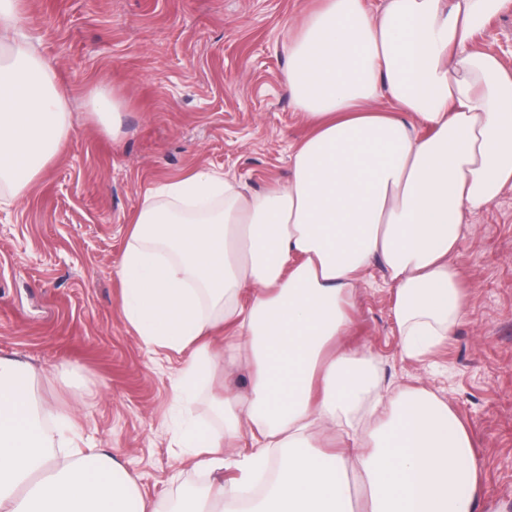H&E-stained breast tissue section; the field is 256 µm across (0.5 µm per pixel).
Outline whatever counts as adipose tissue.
Returning a JSON list of instances; mask_svg holds the SVG:
<instances>
[{"mask_svg":"<svg viewBox=\"0 0 512 512\" xmlns=\"http://www.w3.org/2000/svg\"><path fill=\"white\" fill-rule=\"evenodd\" d=\"M512 0H324L289 35L287 87L310 134L286 184L244 193L197 171L148 191L118 267L122 311L146 346L190 357L189 408L232 328L224 369L250 388L215 405L223 431L186 419L176 466L210 483L183 512H476L481 466L467 427L424 388L382 386L370 354L341 346L373 262L393 288L403 356L422 361L464 317L455 257L466 214L512 189V71L474 34ZM0 0V200L21 198L60 151L71 101L54 65L13 39ZM34 375L0 357V512H155L123 464L39 419ZM249 438L250 449L236 443Z\"/></svg>","mask_w":512,"mask_h":512,"instance_id":"1","label":"adipose tissue"}]
</instances>
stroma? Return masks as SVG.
<instances>
[{
  "mask_svg": "<svg viewBox=\"0 0 512 512\" xmlns=\"http://www.w3.org/2000/svg\"><path fill=\"white\" fill-rule=\"evenodd\" d=\"M322 3L21 0L73 112L64 148L23 198L0 205V356L31 368L41 407L69 408L83 445L121 459L158 512L209 477L173 465L185 354L147 347L120 310L128 221L155 184L195 169L250 191L288 180L309 128L288 95L283 42ZM474 45L512 70V6ZM95 90L120 100L119 125L89 111ZM461 237L464 318L428 362L403 357L377 263L352 298L344 342L367 348L391 386L452 406L481 462L478 512H512V190L467 215ZM251 380L244 366L202 384L196 419L217 426L215 401Z\"/></svg>",
  "mask_w": 512,
  "mask_h": 512,
  "instance_id": "obj_1",
  "label": "stroma"
}]
</instances>
